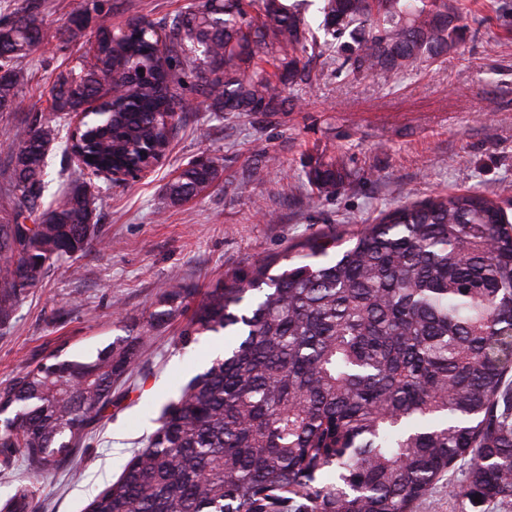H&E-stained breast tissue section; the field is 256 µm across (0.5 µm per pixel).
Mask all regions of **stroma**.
I'll return each mask as SVG.
<instances>
[{"label":"stroma","mask_w":512,"mask_h":512,"mask_svg":"<svg viewBox=\"0 0 512 512\" xmlns=\"http://www.w3.org/2000/svg\"><path fill=\"white\" fill-rule=\"evenodd\" d=\"M189 0H36L50 38L16 68V97L0 110V218L11 211L16 137L34 116L51 114L58 74L79 68L97 26L156 21ZM461 40L432 65L396 79L339 72L329 55L313 57L310 79L283 85L286 111L213 112L180 90L170 148L150 172L127 185L95 179L99 239L78 259H63L22 294L0 323V388L55 353L87 360L115 338L139 336L132 375L112 390L104 420L77 450V475L0 471V505L32 483L29 512H83L156 429L161 407L208 367L216 336L175 349L188 315L156 325L164 292H197L242 277L251 264L279 258L312 238H346L381 210L448 191L476 190L512 209V0H458ZM88 16L83 38L61 36L72 14ZM222 159L219 178L173 203L166 184L201 155ZM340 161L336 193L312 190L308 171ZM75 166L66 138L48 150L43 205L61 196Z\"/></svg>","instance_id":"1"}]
</instances>
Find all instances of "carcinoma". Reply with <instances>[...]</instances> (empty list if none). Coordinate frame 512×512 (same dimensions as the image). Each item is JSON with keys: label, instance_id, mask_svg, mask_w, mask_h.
I'll list each match as a JSON object with an SVG mask.
<instances>
[{"label": "carcinoma", "instance_id": "carcinoma-1", "mask_svg": "<svg viewBox=\"0 0 512 512\" xmlns=\"http://www.w3.org/2000/svg\"><path fill=\"white\" fill-rule=\"evenodd\" d=\"M322 21L281 0H196L163 23L98 26L92 61L57 76L55 114L85 113L70 136L86 153L63 198L40 207L55 128L41 116L15 154L12 219L0 224V322L52 265L98 233L92 172L128 169L168 150L184 78L214 112H282L278 85L305 84L308 50L353 76L396 77L432 64L462 35L453 0H320ZM47 36L33 13L0 26V110L14 65ZM147 69L149 77L141 75ZM192 161L168 183L173 202L219 176ZM342 166L308 181L333 194ZM33 227L20 223L23 214ZM327 260L308 241L274 274L261 260L209 288L174 337L182 349L224 334V354L167 403L158 427L85 512H417L457 472L460 512L512 501V221L477 192L390 207ZM194 292L171 288L162 322ZM141 336L87 361L57 354L0 390V468H62L101 423ZM26 486L0 512H28ZM481 502H476V499Z\"/></svg>", "mask_w": 512, "mask_h": 512}]
</instances>
